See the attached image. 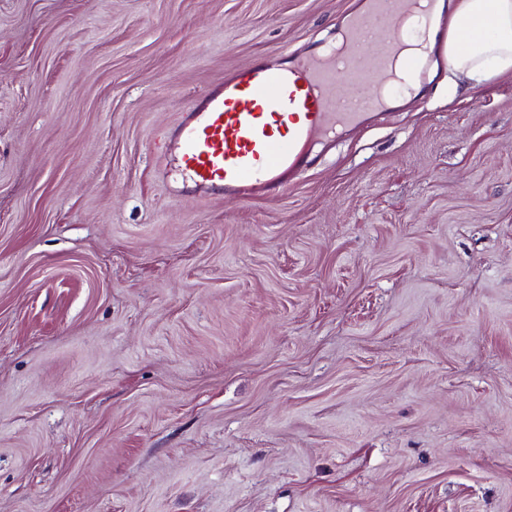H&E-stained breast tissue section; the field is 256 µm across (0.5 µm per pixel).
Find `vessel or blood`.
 Masks as SVG:
<instances>
[{
	"label": "vessel or blood",
	"instance_id": "1",
	"mask_svg": "<svg viewBox=\"0 0 512 512\" xmlns=\"http://www.w3.org/2000/svg\"><path fill=\"white\" fill-rule=\"evenodd\" d=\"M434 0H358L342 38L323 53L263 61L200 97L168 134L187 181L214 193L286 189L314 145L382 115L407 53L412 20L431 23Z\"/></svg>",
	"mask_w": 512,
	"mask_h": 512
}]
</instances>
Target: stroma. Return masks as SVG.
<instances>
[{"label": "stroma", "instance_id": "stroma-1", "mask_svg": "<svg viewBox=\"0 0 512 512\" xmlns=\"http://www.w3.org/2000/svg\"><path fill=\"white\" fill-rule=\"evenodd\" d=\"M351 3L0 0V512H512V76L279 193L160 150Z\"/></svg>", "mask_w": 512, "mask_h": 512}]
</instances>
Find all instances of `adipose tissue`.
<instances>
[{"instance_id":"adipose-tissue-1","label":"adipose tissue","mask_w":512,"mask_h":512,"mask_svg":"<svg viewBox=\"0 0 512 512\" xmlns=\"http://www.w3.org/2000/svg\"><path fill=\"white\" fill-rule=\"evenodd\" d=\"M448 69L480 86L512 75V0H451Z\"/></svg>"}]
</instances>
